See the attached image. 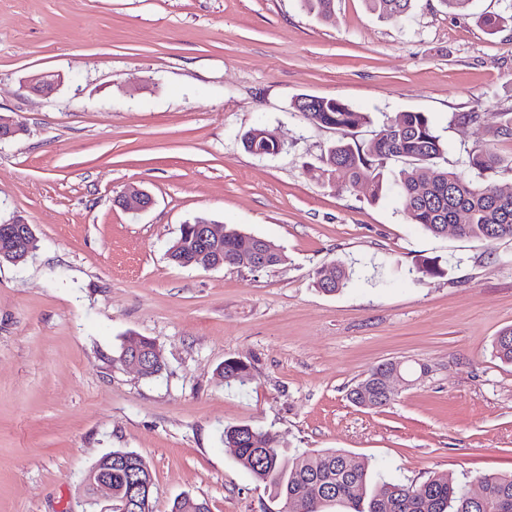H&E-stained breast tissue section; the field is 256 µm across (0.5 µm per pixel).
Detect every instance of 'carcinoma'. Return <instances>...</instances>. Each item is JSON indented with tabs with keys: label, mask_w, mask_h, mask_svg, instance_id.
<instances>
[{
	"label": "carcinoma",
	"mask_w": 512,
	"mask_h": 512,
	"mask_svg": "<svg viewBox=\"0 0 512 512\" xmlns=\"http://www.w3.org/2000/svg\"><path fill=\"white\" fill-rule=\"evenodd\" d=\"M381 15L402 18L414 0H367ZM304 7L320 18L330 17L333 0H303ZM293 108L310 122L336 129L344 136L330 145L320 157L319 178L327 184H341L347 190L363 184L370 198L378 200L386 190L387 161L400 159L411 166L402 170L396 183L403 212L410 220L432 235L446 233L450 224L459 225L463 237L492 241L512 239V189L493 183H477L468 176L482 178L512 164L487 144L468 152L467 172L449 171L438 160L444 153L440 136L432 120L423 112H402L386 123L365 142L348 140L345 133L367 122L368 116L334 98L301 95ZM493 137L512 139V112H502ZM244 150L260 156H274L283 150L274 132L256 125L240 137ZM263 252L266 266L287 260L275 243L237 229H224V243L219 249L224 264L234 266L253 251ZM169 258L184 267L192 260V241L170 247ZM334 280L326 287L323 270L315 272L314 286L327 294L347 287L350 274L342 264L332 266ZM415 272L423 276L445 273L433 258H421ZM493 352L503 362L512 364V327L500 332L493 342ZM224 381L239 386L252 379L251 365L232 359L224 362ZM351 402L366 409L389 405L393 398L376 389L349 391ZM224 451L234 457L252 477L273 491L283 501L285 512H324L328 505H341L347 512H512V473L481 476L485 483L483 502L469 498L466 485L453 476H433L416 489L374 472L369 462L341 450L287 456L270 446V433L250 424L224 427ZM114 459L102 461L112 466V498L123 505L130 487L139 483L142 490L138 512H144L146 497L153 496L151 470L143 458L129 451L112 452ZM171 512H209L206 502L192 497L174 501Z\"/></svg>",
	"instance_id": "obj_1"
}]
</instances>
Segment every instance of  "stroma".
<instances>
[{
    "label": "stroma",
    "instance_id": "stroma-1",
    "mask_svg": "<svg viewBox=\"0 0 512 512\" xmlns=\"http://www.w3.org/2000/svg\"><path fill=\"white\" fill-rule=\"evenodd\" d=\"M415 0L402 19L335 0L323 20L300 0H0V114L24 126L0 142V224H34L38 249L0 265V512H92L86 472L122 449L142 456L153 512L188 495L210 512H281L231 455L225 426L271 431L275 447L332 448L421 486L512 471V364L492 342L512 327V239L435 236L403 213L396 188L324 185L316 167L340 134L295 97L368 113L362 141L399 113H426L460 169L512 112V26ZM63 83L33 93L29 76ZM475 121H467V114ZM265 124L284 148L245 151ZM153 206L128 211L127 186ZM205 217L269 239L284 264L180 267L167 250ZM444 275L420 278L418 259ZM344 263L326 295L316 269ZM129 336L162 357L154 378L120 360ZM251 363L225 383L226 359ZM401 365L377 410L348 393ZM324 270V269H323ZM323 270L319 269L315 272V281L314 286L318 288L320 291L327 294H335L337 292L342 291L347 287L350 281V274L347 272L346 268L342 264H334L332 266V271L334 272V280L331 283L330 288H326V282L323 280Z\"/></svg>",
    "mask_w": 512,
    "mask_h": 512
}]
</instances>
